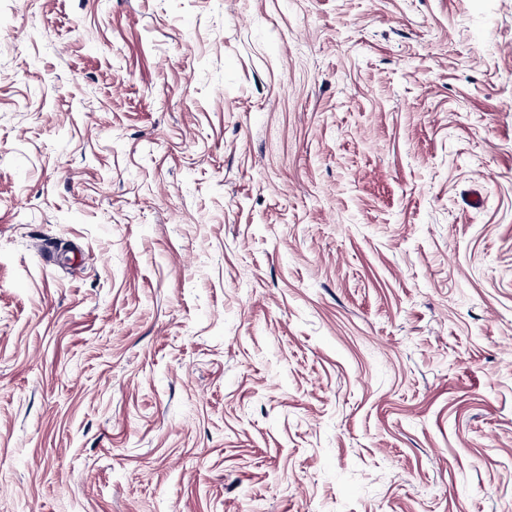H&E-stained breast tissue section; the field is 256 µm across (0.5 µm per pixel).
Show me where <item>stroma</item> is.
I'll list each match as a JSON object with an SVG mask.
<instances>
[{"label":"stroma","instance_id":"obj_1","mask_svg":"<svg viewBox=\"0 0 512 512\" xmlns=\"http://www.w3.org/2000/svg\"><path fill=\"white\" fill-rule=\"evenodd\" d=\"M0 512H512V0H0Z\"/></svg>","mask_w":512,"mask_h":512}]
</instances>
